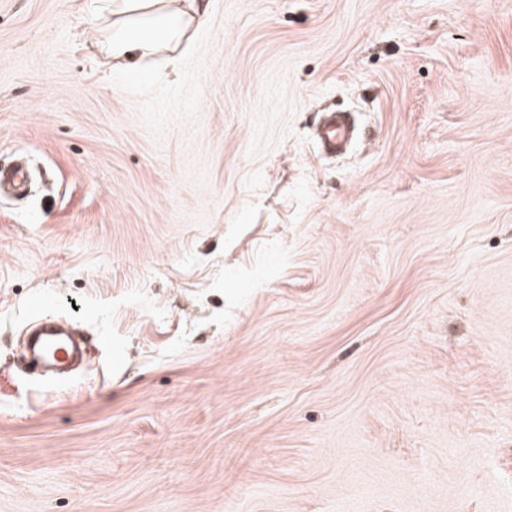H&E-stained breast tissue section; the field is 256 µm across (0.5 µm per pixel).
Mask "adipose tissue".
I'll return each instance as SVG.
<instances>
[{"instance_id":"adipose-tissue-1","label":"adipose tissue","mask_w":512,"mask_h":512,"mask_svg":"<svg viewBox=\"0 0 512 512\" xmlns=\"http://www.w3.org/2000/svg\"><path fill=\"white\" fill-rule=\"evenodd\" d=\"M103 10L111 21L100 30L102 43L115 68L133 74L161 52L178 69L205 16L201 0H106Z\"/></svg>"}]
</instances>
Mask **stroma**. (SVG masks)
<instances>
[{"label": "stroma", "mask_w": 512, "mask_h": 512, "mask_svg": "<svg viewBox=\"0 0 512 512\" xmlns=\"http://www.w3.org/2000/svg\"><path fill=\"white\" fill-rule=\"evenodd\" d=\"M205 5L141 82L0 0V512H512V0ZM350 116L342 111H327L322 113L319 127L318 142L327 154L341 152L351 136ZM29 184V170L24 157H19L13 164L3 169L0 168V194H4L8 186L13 194L21 195ZM62 322L60 325H46L35 333L31 343L30 352L36 359H48L63 361L68 352L62 347H55L58 336H66Z\"/></svg>", "instance_id": "35a3bbf8"}]
</instances>
